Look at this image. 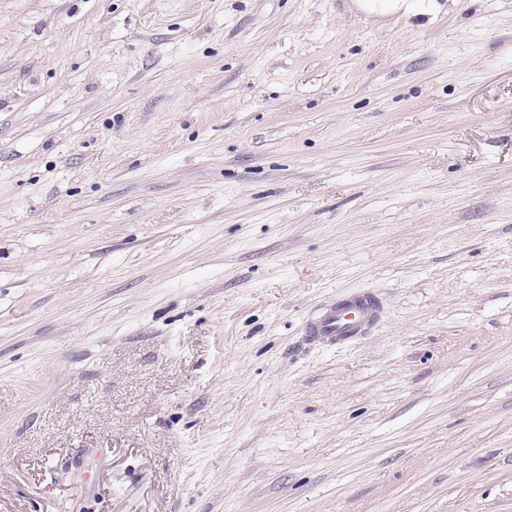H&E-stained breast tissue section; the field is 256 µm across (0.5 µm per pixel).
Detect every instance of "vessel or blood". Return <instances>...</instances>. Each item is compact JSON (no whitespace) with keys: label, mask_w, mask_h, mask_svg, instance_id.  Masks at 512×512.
I'll return each instance as SVG.
<instances>
[{"label":"vessel or blood","mask_w":512,"mask_h":512,"mask_svg":"<svg viewBox=\"0 0 512 512\" xmlns=\"http://www.w3.org/2000/svg\"><path fill=\"white\" fill-rule=\"evenodd\" d=\"M384 304L371 290L351 292L322 306L307 322L310 342L330 349H344L367 336L382 320Z\"/></svg>","instance_id":"vessel-or-blood-1"}]
</instances>
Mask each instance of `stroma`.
Here are the masks:
<instances>
[{"label": "stroma", "instance_id": "1", "mask_svg": "<svg viewBox=\"0 0 512 512\" xmlns=\"http://www.w3.org/2000/svg\"><path fill=\"white\" fill-rule=\"evenodd\" d=\"M416 2L0 0V512H512V0ZM384 304L372 290H358L322 306L307 322L308 340L344 349L367 336L382 320Z\"/></svg>", "mask_w": 512, "mask_h": 512}]
</instances>
